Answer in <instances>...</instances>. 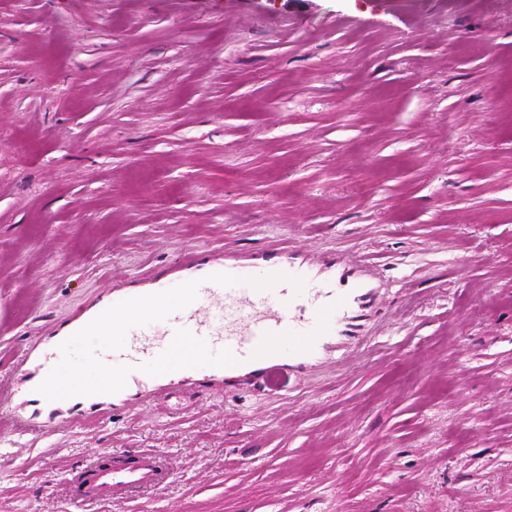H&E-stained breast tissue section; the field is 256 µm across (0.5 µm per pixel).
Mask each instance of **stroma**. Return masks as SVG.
<instances>
[{"instance_id": "35a3bbf8", "label": "stroma", "mask_w": 512, "mask_h": 512, "mask_svg": "<svg viewBox=\"0 0 512 512\" xmlns=\"http://www.w3.org/2000/svg\"><path fill=\"white\" fill-rule=\"evenodd\" d=\"M512 0H0V381L194 251L362 259L365 349L0 437V512H512ZM71 371L157 375L156 316ZM158 491L78 506L97 451Z\"/></svg>"}]
</instances>
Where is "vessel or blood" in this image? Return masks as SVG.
<instances>
[{
	"instance_id": "1",
	"label": "vessel or blood",
	"mask_w": 512,
	"mask_h": 512,
	"mask_svg": "<svg viewBox=\"0 0 512 512\" xmlns=\"http://www.w3.org/2000/svg\"><path fill=\"white\" fill-rule=\"evenodd\" d=\"M202 253L179 263L181 283L177 304H169L170 290L158 283L134 294L115 292L95 304L98 316L125 313L128 308L151 307L162 313L167 324L166 343L158 357L174 359L166 386L155 392L165 398L169 388L192 381L196 389L220 391L243 376L265 384L279 379L278 366L266 365L269 344L287 342L279 358L292 371L307 369L329 355L348 356L364 347L371 327L380 315L384 286L371 275L365 263L345 256L313 259L297 253L266 257V287H254L248 262L225 259L223 268L211 269ZM321 280L319 299L306 302L307 283ZM224 296V358L204 370L192 358L175 357L176 346L192 342L208 346L213 331L205 321L212 297ZM27 383L24 400L0 395V429L11 434L39 435L48 422L90 427L112 414L115 399L139 398L126 372L104 366L98 382H87L65 371L61 361L47 360L40 349H29L19 363ZM170 472L162 454L141 452L116 455L104 452L84 468L70 486L74 504L110 503L127 499L135 489L156 490Z\"/></svg>"
}]
</instances>
